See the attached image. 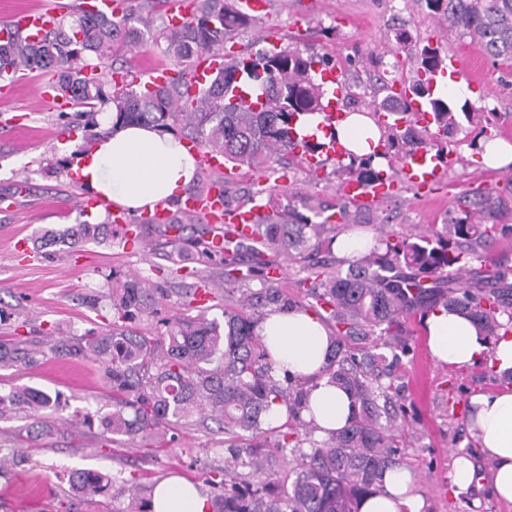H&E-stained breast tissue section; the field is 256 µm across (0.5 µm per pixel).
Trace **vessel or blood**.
Wrapping results in <instances>:
<instances>
[{
	"label": "vessel or blood",
	"mask_w": 512,
	"mask_h": 512,
	"mask_svg": "<svg viewBox=\"0 0 512 512\" xmlns=\"http://www.w3.org/2000/svg\"><path fill=\"white\" fill-rule=\"evenodd\" d=\"M60 17V11L53 6L51 0H45L42 6L14 13L13 26L36 35L53 27ZM224 62L223 54L206 52L200 54L194 61L193 71L198 82H205L214 72L221 68ZM451 157L434 149H419L410 154L404 161L400 176L382 171L372 181L364 182L351 179L341 186L342 194L349 200L373 207L388 197L402 191L404 187H412L419 191L429 189L438 182L441 172ZM180 210L191 217H205L210 223L234 224L238 237L242 240L253 239L252 226L262 212L261 207L248 210H227L224 198L219 188H212L204 193H198L181 199Z\"/></svg>",
	"instance_id": "b4317fda"
}]
</instances>
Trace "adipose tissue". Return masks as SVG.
<instances>
[{"mask_svg":"<svg viewBox=\"0 0 512 512\" xmlns=\"http://www.w3.org/2000/svg\"><path fill=\"white\" fill-rule=\"evenodd\" d=\"M336 138L348 151L368 154L369 141L381 132L368 115L354 112L335 125ZM73 171L93 195L114 206L141 212L181 196L194 181L196 156L178 138L152 126L129 124L91 142L77 157ZM258 331L274 375L289 373L306 382L309 400L301 415L320 435L344 428L353 414L349 394L322 372L330 347L326 326L301 308L273 311ZM432 356L439 362L469 366L488 360L496 370L512 369V334L487 345L470 319L438 309L425 319ZM470 428L482 452L493 459V495L512 503V388L472 396ZM411 475L402 467L385 472L381 492L368 497L361 512H420ZM152 512H208L206 497L194 483L178 476L159 481L152 495Z\"/></svg>","mask_w":512,"mask_h":512,"instance_id":"ef3b65f1","label":"adipose tissue"}]
</instances>
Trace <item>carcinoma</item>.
I'll return each mask as SVG.
<instances>
[{
	"instance_id": "obj_1",
	"label": "carcinoma",
	"mask_w": 512,
	"mask_h": 512,
	"mask_svg": "<svg viewBox=\"0 0 512 512\" xmlns=\"http://www.w3.org/2000/svg\"><path fill=\"white\" fill-rule=\"evenodd\" d=\"M159 0H130L121 13L101 14L80 6L37 39L14 31L0 39V77L22 71H46L55 76L53 88L66 100L85 107L79 117L96 127L95 115L115 113L113 125L144 124L177 132L182 138L216 151L232 166L270 169L285 160L306 161L305 154L321 152L312 136H299L297 122L304 114L323 112L324 90L314 66L329 61L306 55L296 47L265 49L249 57H234L207 84L192 90L194 59L202 52L219 51L250 29L254 17L239 9L236 0H197L195 10L176 31H160L164 53L177 67L169 84L148 88L130 80L117 85L95 71L109 56L126 53L144 40L138 20L150 27L149 7ZM430 14L448 21V31L477 41L495 60H512V0H419ZM396 47L408 51L416 69L411 97L422 99L437 132L424 137L406 118L409 100L383 94L387 83L371 88L370 99L346 92L347 104H363L368 111L390 114L381 128L380 157L390 163L415 150L445 141L473 123L468 105L434 95L429 79L443 65L436 47H417L409 23L394 28ZM349 161H344V157ZM371 180L372 157L344 152L330 175ZM504 189H477L459 200L440 228L425 234L401 236L383 225L378 247L354 261L347 271L317 270L308 278V294L330 306L336 321L324 374L349 393L355 405L351 423L325 440H311L310 451L300 449L294 433H281L268 424L272 405H284L298 419L306 407L304 383L271 375V362L257 332L253 313L267 305L280 310L295 306L283 298L269 279L258 292L245 287L253 267L241 268L242 243L230 238L224 247L233 256L223 260L224 276L238 285L239 297L224 308L223 320L207 311L183 310L163 336H144L133 324L156 313L168 294L138 277L117 279L109 289L115 320L109 329L92 332L74 343L59 342L52 352L87 356L106 365V378L117 394L112 411L87 412L83 422L97 425L102 434L153 439L162 428L174 427L197 415L217 422L224 432L230 457L213 473L212 512H360L361 503L382 488L385 471L399 465L397 422L405 421L404 396L394 384V372L411 346L405 323L412 316L443 307L473 320L488 343L512 333V266L481 265L495 234L506 230L503 220L512 209V165L504 175ZM254 225L256 237L269 250L283 251L294 260L307 258L311 240L332 248L323 224H300L294 211L272 209ZM110 224H72L59 231L56 243L72 248L98 241ZM507 321H502V316ZM44 351L19 340L0 341L1 367H32ZM63 407L61 397L37 388L0 391V414L17 410L39 412ZM281 452H290L293 476L288 489L274 490L268 473L272 461L261 454V442L272 436ZM249 472L243 474L238 468ZM114 482L108 474L76 470L72 488L86 496L105 492Z\"/></svg>"
}]
</instances>
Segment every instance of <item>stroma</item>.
Returning <instances> with one entry per match:
<instances>
[{"label": "stroma", "instance_id": "stroma-1", "mask_svg": "<svg viewBox=\"0 0 512 512\" xmlns=\"http://www.w3.org/2000/svg\"><path fill=\"white\" fill-rule=\"evenodd\" d=\"M401 20L408 21L418 44L437 46L442 56L460 60L470 81L457 102H468L474 112H500L504 138L512 143V64L487 58L477 44L450 33L446 22L421 9L416 0H268L256 26L236 37L231 50L246 56L264 49L266 38L272 37L279 45L330 58L350 78L369 70L370 53L382 48L391 79L409 83L413 64L389 51L393 25ZM170 64L160 47L148 44L109 59L100 77L110 79L113 70L122 68L141 82L150 66ZM51 82L47 73L17 77L7 108L0 109V340L21 337L46 351L34 367L0 368V389L36 387L61 394L67 406L59 412L43 411L55 431L36 440L27 434L26 413L0 417V448L14 449L23 457L0 471V512H143L154 484L171 475L212 495L208 478L223 468L228 456L217 423L182 424L148 443L125 435L103 441L98 428L82 425L80 418L89 411L112 409L104 363L54 354L48 347L61 340L77 341L111 322L110 299L103 296L92 312L83 297L91 292L103 295L115 273L167 290L169 298L158 317L139 325L147 336L164 333L166 321L180 312L181 293L204 278L223 280L220 259L203 260L199 248L216 228L197 218L177 234L165 232L160 224L143 225L139 245L125 244L116 236L62 254L44 248L47 235L72 224H98L107 216L105 210L75 205V197L84 192L82 184L71 169L55 167L69 158L70 148L81 143L86 131L70 122L74 109L66 101L48 102L39 96V89ZM478 131V125L467 124L454 135L448 146L453 160L432 193L402 190L365 214L361 229L376 232L385 218L405 234L439 227L465 191L503 187L502 172L485 167L472 144ZM341 183L338 177L322 179L304 165L283 164L262 173L241 167L227 184L226 204L246 205L252 192L264 187L272 190L276 207L300 210L316 223L321 215L336 212ZM175 265L182 275L172 279L167 271ZM407 328L412 352L397 372L407 410L401 455L414 492L425 502L422 512H512V503L492 497L490 485L459 492L449 479L451 461L458 454L470 455L482 476H489L494 467L480 453L466 417L452 405L500 389L497 372L484 361L460 367L438 363L429 351L422 320L410 319ZM77 469L112 475V488L94 497L78 494L69 484L70 472Z\"/></svg>", "mask_w": 512, "mask_h": 512}]
</instances>
